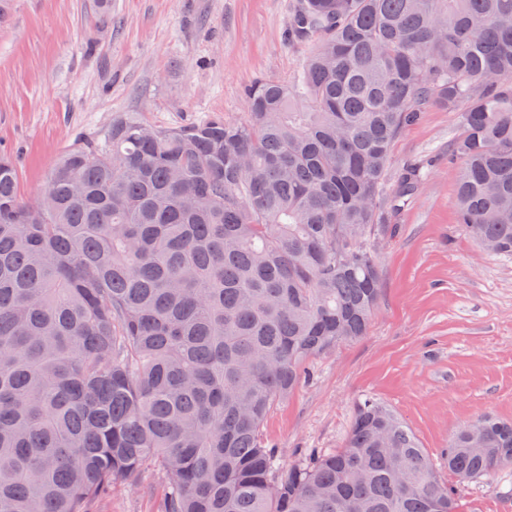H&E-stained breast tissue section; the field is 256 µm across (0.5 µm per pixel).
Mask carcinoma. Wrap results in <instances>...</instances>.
Listing matches in <instances>:
<instances>
[{
	"instance_id": "cac0c4a2",
	"label": "carcinoma",
	"mask_w": 512,
	"mask_h": 512,
	"mask_svg": "<svg viewBox=\"0 0 512 512\" xmlns=\"http://www.w3.org/2000/svg\"><path fill=\"white\" fill-rule=\"evenodd\" d=\"M291 38L301 84L255 81L241 120L119 116L32 202L0 155V512H93L149 465L162 512H458L373 398L288 465L262 427L309 360L367 334L390 147L427 105L460 109L459 224L512 258V0H300ZM446 457L490 480L512 421L463 426Z\"/></svg>"
}]
</instances>
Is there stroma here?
Returning a JSON list of instances; mask_svg holds the SVG:
<instances>
[{
	"instance_id": "1",
	"label": "stroma",
	"mask_w": 512,
	"mask_h": 512,
	"mask_svg": "<svg viewBox=\"0 0 512 512\" xmlns=\"http://www.w3.org/2000/svg\"><path fill=\"white\" fill-rule=\"evenodd\" d=\"M0 20V153L17 162L23 200L44 189L74 145L104 143L130 113L156 127L210 116L240 120L244 91L269 77L298 82L311 48L291 41L300 0H11ZM459 114L431 105L391 147L389 175L423 180L383 208L381 294L366 336L336 345L263 424L283 461L339 448L360 399L394 410L415 433L459 512H512V469L462 484L442 452L479 416L512 419V258L485 253L458 222ZM165 487L146 471L99 512H158Z\"/></svg>"
}]
</instances>
